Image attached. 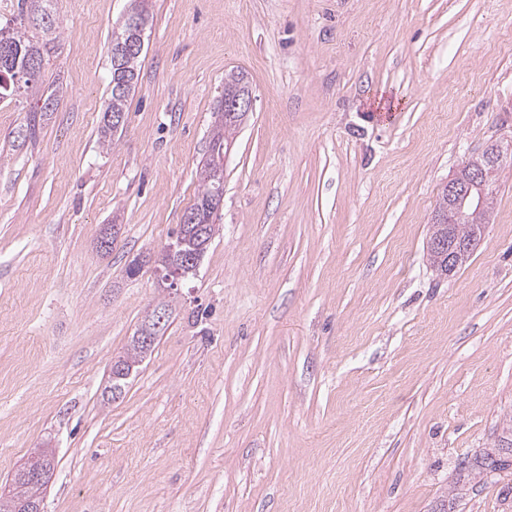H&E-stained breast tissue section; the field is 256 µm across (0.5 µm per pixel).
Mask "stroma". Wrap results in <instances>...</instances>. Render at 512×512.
<instances>
[{"label": "stroma", "mask_w": 512, "mask_h": 512, "mask_svg": "<svg viewBox=\"0 0 512 512\" xmlns=\"http://www.w3.org/2000/svg\"><path fill=\"white\" fill-rule=\"evenodd\" d=\"M54 6L60 55L0 99V484L49 448L44 512H443L455 466L512 424V164L470 259L444 277L426 257L442 187L512 141V0H149L108 149L129 0ZM232 71L253 106L172 300L126 269L195 202ZM506 482L473 479L457 512H512ZM122 27H124L126 30L124 35L119 34V31ZM115 28L116 30L113 31L110 47L111 77L108 85L109 99L103 113L102 125L99 130L100 143L103 147L106 146L107 148L112 146V136L117 133V130L114 131L115 125L112 126V120L118 123V129L125 122V116L123 114H115L112 119H108V115L114 112H123L125 114L128 100L132 92H134L138 82L139 64L144 50L143 48L142 52L139 54L128 56L123 61L122 66L124 67V72L128 78V81L124 91L116 94L115 85L113 82L114 73H116L117 69L115 68L114 62L112 61V46L117 44L116 54L118 56L126 55L136 51L139 45L136 37L139 34L140 23L135 15L127 11L122 17L118 26ZM128 36H130V38H128ZM150 326L151 323L147 321L146 316L139 328H149ZM139 328L132 336H130L123 354L119 355V358L123 360L127 368L133 367V372H135L139 368L140 364L148 357V355L152 353V350L155 346L154 344L153 346L145 348L143 343H141L140 340L136 338V334Z\"/></svg>", "instance_id": "stroma-1"}]
</instances>
